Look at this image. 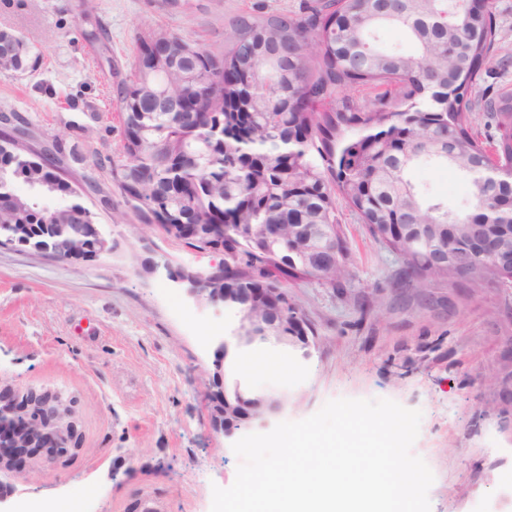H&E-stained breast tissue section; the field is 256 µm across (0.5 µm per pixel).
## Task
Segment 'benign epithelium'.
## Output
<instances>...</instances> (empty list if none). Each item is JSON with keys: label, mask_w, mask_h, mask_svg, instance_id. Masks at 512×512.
<instances>
[{"label": "benign epithelium", "mask_w": 512, "mask_h": 512, "mask_svg": "<svg viewBox=\"0 0 512 512\" xmlns=\"http://www.w3.org/2000/svg\"><path fill=\"white\" fill-rule=\"evenodd\" d=\"M164 237L179 233L181 238L194 241L200 237L207 241L230 236V226L222 224H154ZM67 262L86 260L112 253V241L102 235L98 225L78 229L68 240ZM172 278L185 286L188 295L201 307H217L231 299L246 306L240 314L234 330L238 344L266 342L271 339L291 345L302 351V356L311 355L309 336L298 335L305 330L303 315L296 312L295 324L288 327V312L283 301L267 288H213L211 272L192 266H180L171 270L170 262H164ZM218 358L209 385L215 388L212 407L211 429L224 437L227 445L236 442L241 432L262 433L271 430L288 404V392L278 395H257L248 388H237L234 394L224 391V357L228 354V343L218 346ZM0 437L6 438L8 447L17 453L0 451V471L14 474L24 480L29 465L37 458L49 467L76 443V425L70 406L64 404L51 392L30 391L18 395L0 388Z\"/></svg>", "instance_id": "1"}]
</instances>
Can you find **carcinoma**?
I'll return each mask as SVG.
<instances>
[{"label": "carcinoma", "instance_id": "cac0c4a2", "mask_svg": "<svg viewBox=\"0 0 512 512\" xmlns=\"http://www.w3.org/2000/svg\"><path fill=\"white\" fill-rule=\"evenodd\" d=\"M401 30L403 53L382 36ZM491 0H316L309 11L234 20L224 53L153 29L138 37L130 78L112 86L127 164L112 161V183L144 224H231V258L213 279L236 288H288L297 279L334 281L349 274L350 251L335 194L370 235L403 255L410 288L454 278L470 287L512 278V221L494 216L512 193V94L484 102L499 137L491 147L473 129L471 94L494 51ZM18 69L29 46L0 31V54ZM180 93L161 110L159 88ZM373 89L372 96L350 91ZM422 162L454 172L470 208L451 210L423 193L411 170ZM59 165L28 153L0 129V209L9 243L63 226L97 223L77 184ZM50 185L63 203L52 211L18 187ZM281 225L265 236L266 225ZM488 225L490 248L462 246L473 226Z\"/></svg>", "mask_w": 512, "mask_h": 512}]
</instances>
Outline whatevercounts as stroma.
<instances>
[{
  "mask_svg": "<svg viewBox=\"0 0 512 512\" xmlns=\"http://www.w3.org/2000/svg\"><path fill=\"white\" fill-rule=\"evenodd\" d=\"M307 0H0V29L28 43L30 66L0 73V112L14 111L58 156L76 182L94 180L85 203L113 252L94 261L61 262L0 247V384L49 391L70 405L78 438L52 466L35 464L17 495L64 500L89 493L96 512H127L146 501L154 512H211L212 489L232 485L239 459L210 429L208 378L220 342L229 345L227 383L257 394L284 390L282 418L298 421L330 400L387 398L422 412L412 451L434 474L430 512H512L502 488L512 475V395L502 377L512 354V288L472 293L463 282L401 285L402 257L374 241L344 201L336 207L353 256L342 287L300 281L290 295L311 323L309 358L270 343L238 346L235 310L225 309L220 336L202 342L195 307L166 270L143 260L209 266L141 228L112 195L110 162L122 139L108 92L127 76L140 32L162 27L223 53L238 16L296 11ZM498 35L476 93L512 92V0H493ZM109 35L111 62L86 36ZM425 192L462 209L467 195L450 171L416 168ZM112 206L103 209L102 195ZM189 317L174 315L169 296ZM264 356L254 373L242 359Z\"/></svg>",
  "mask_w": 512,
  "mask_h": 512,
  "instance_id": "stroma-1",
  "label": "stroma"
}]
</instances>
